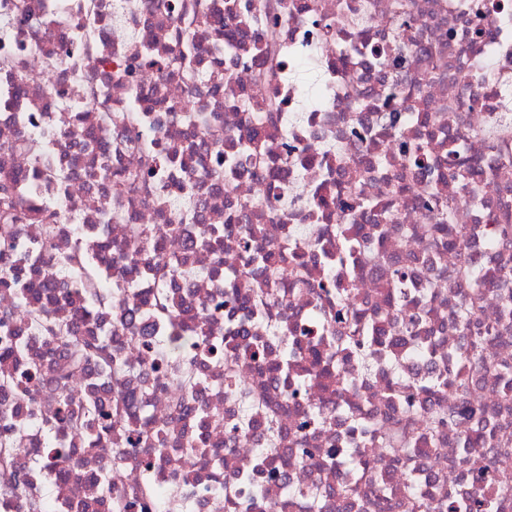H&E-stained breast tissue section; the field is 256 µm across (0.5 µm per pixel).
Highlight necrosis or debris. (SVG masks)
<instances>
[{"mask_svg": "<svg viewBox=\"0 0 512 512\" xmlns=\"http://www.w3.org/2000/svg\"><path fill=\"white\" fill-rule=\"evenodd\" d=\"M182 50L185 71L163 68ZM92 135L105 153L87 148ZM150 139L190 163L129 181ZM13 176V197L40 221L12 249L36 256L49 224L58 257L101 230L132 253L160 242L179 263L161 280L113 273L111 314L85 327L130 319L119 387L142 394L172 440L121 439L118 458L70 441L65 480L36 452L15 456L61 512L88 503L85 480L102 472L114 494L93 512H144L153 486L168 512H247L255 499L273 512H386L382 501L411 502L416 486L446 512L448 490L463 498L478 483L493 512H512V490H498L512 469V395L496 384L512 365V279L499 276L512 242L497 235L512 224V0H0V179ZM445 220L457 234L441 247ZM340 224L361 229L353 258ZM206 225L224 227L222 255L198 245ZM245 225L263 246L296 249L263 307ZM471 263L482 281L462 276ZM156 292L186 328L263 345L271 361L292 348L287 370L200 357L192 391L158 386L144 361L164 333L139 302ZM338 308L380 327L383 343L346 349ZM488 328L468 392H422ZM466 405L482 411L476 426L500 429L505 460L489 444L461 456L459 429L430 430L432 414ZM201 440L221 468L191 451Z\"/></svg>", "mask_w": 512, "mask_h": 512, "instance_id": "1", "label": "necrosis or debris"}]
</instances>
